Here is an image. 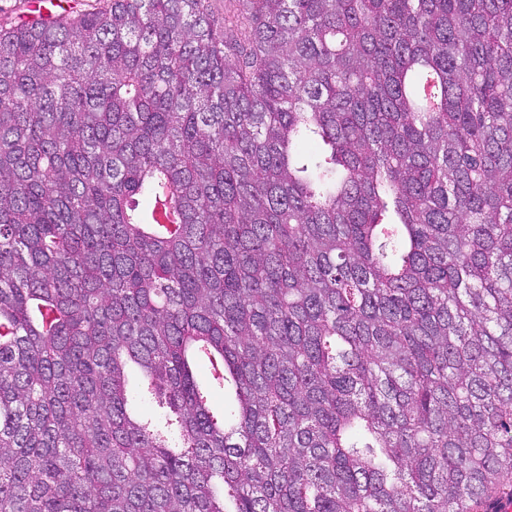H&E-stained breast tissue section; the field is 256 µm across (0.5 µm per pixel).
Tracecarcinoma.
I'll use <instances>...</instances> for the list:
<instances>
[{
	"mask_svg": "<svg viewBox=\"0 0 512 512\" xmlns=\"http://www.w3.org/2000/svg\"><path fill=\"white\" fill-rule=\"evenodd\" d=\"M238 3L0 25V512H478L512 0Z\"/></svg>",
	"mask_w": 512,
	"mask_h": 512,
	"instance_id": "cac0c4a2",
	"label": "carcinoma"
}]
</instances>
